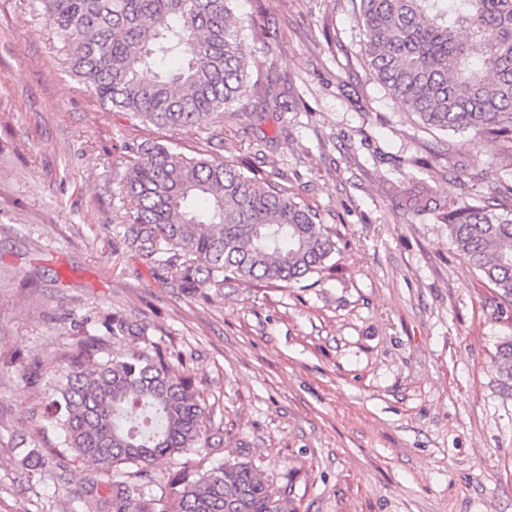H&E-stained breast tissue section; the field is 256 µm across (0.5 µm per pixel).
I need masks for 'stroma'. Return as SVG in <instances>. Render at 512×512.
<instances>
[{"instance_id": "obj_1", "label": "stroma", "mask_w": 512, "mask_h": 512, "mask_svg": "<svg viewBox=\"0 0 512 512\" xmlns=\"http://www.w3.org/2000/svg\"><path fill=\"white\" fill-rule=\"evenodd\" d=\"M253 88L224 140L130 121L67 68L34 0H0V512H70L96 467L53 459L30 410L86 316L119 313L181 357L223 435L296 512H512V398L492 358L512 335L436 213L491 197L512 155L421 128L361 58L354 0H239ZM278 98L279 108L266 106ZM252 156L319 210L338 249L319 284L184 292L128 245V141ZM45 460L29 471L22 450Z\"/></svg>"}]
</instances>
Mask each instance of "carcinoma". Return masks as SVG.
Instances as JSON below:
<instances>
[{"label": "carcinoma", "instance_id": "obj_1", "mask_svg": "<svg viewBox=\"0 0 512 512\" xmlns=\"http://www.w3.org/2000/svg\"><path fill=\"white\" fill-rule=\"evenodd\" d=\"M236 0H39L71 70L100 102L144 124L224 140L218 120L247 96V19ZM356 20L372 76L429 129L472 132L512 149V0H359ZM468 40L460 39V31ZM121 179L133 212L129 245L173 287L226 281L298 284L329 268L336 242L319 212L288 185L244 162L186 156L153 139L129 146ZM406 206L434 200L427 183ZM512 198L504 182L483 205L441 213L460 256L512 305ZM51 372L40 418L61 448L105 470L102 512H293L245 451L201 471L183 469L149 499L151 466L210 446L211 416L191 375L157 344L128 345L147 328L114 313L89 322ZM125 344L123 350L114 349ZM512 396V335L493 355Z\"/></svg>", "mask_w": 512, "mask_h": 512}]
</instances>
